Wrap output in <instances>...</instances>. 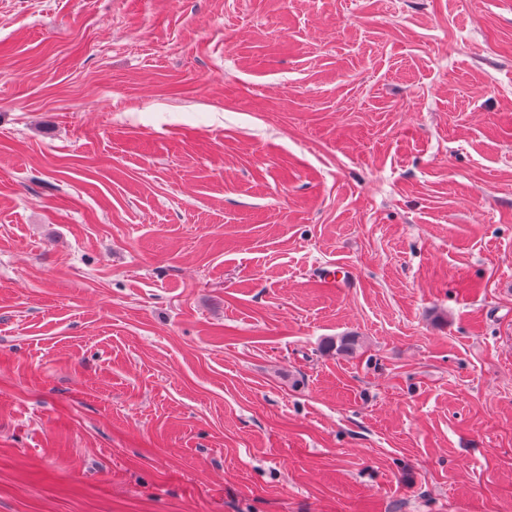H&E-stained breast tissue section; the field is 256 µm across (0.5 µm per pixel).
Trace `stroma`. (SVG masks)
Here are the masks:
<instances>
[{
    "label": "stroma",
    "mask_w": 512,
    "mask_h": 512,
    "mask_svg": "<svg viewBox=\"0 0 512 512\" xmlns=\"http://www.w3.org/2000/svg\"><path fill=\"white\" fill-rule=\"evenodd\" d=\"M0 512H512V0H0Z\"/></svg>",
    "instance_id": "35a3bbf8"
}]
</instances>
